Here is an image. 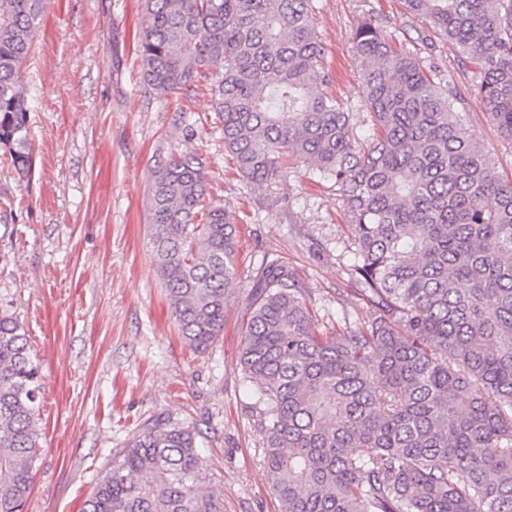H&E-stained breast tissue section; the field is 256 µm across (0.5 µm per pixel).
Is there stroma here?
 I'll list each match as a JSON object with an SVG mask.
<instances>
[{
  "label": "stroma",
  "instance_id": "stroma-1",
  "mask_svg": "<svg viewBox=\"0 0 512 512\" xmlns=\"http://www.w3.org/2000/svg\"><path fill=\"white\" fill-rule=\"evenodd\" d=\"M145 0H49L22 68L35 167L0 164V311L20 320L41 365L40 453L23 512H81L113 453L153 418L196 428L224 512H279L239 364L263 256L287 260L320 325L369 314L351 279L354 226L335 189L292 161L255 198L224 149L206 83L167 96L145 89L138 45ZM329 91L372 130L353 35L371 20L395 46L434 62L467 99V124L512 177V143L487 121L452 45L405 0H315ZM205 164L212 201L239 230L240 281L206 352L174 323L152 252L150 178L174 153Z\"/></svg>",
  "mask_w": 512,
  "mask_h": 512
}]
</instances>
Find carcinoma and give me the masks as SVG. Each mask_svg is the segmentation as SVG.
Returning <instances> with one entry per match:
<instances>
[{"mask_svg":"<svg viewBox=\"0 0 512 512\" xmlns=\"http://www.w3.org/2000/svg\"><path fill=\"white\" fill-rule=\"evenodd\" d=\"M474 68L512 142V0H406ZM47 0H0V145L33 169L20 81ZM143 81L209 85L224 149L262 194L291 156L336 188L356 233L350 271L373 314L319 329L288 263L265 257L240 366L280 512H512V178L467 127L465 97L372 22L354 48L375 133L327 92L314 0H145ZM152 250L171 316L206 352L237 287V225L202 159L153 171ZM41 368L0 314V512H21L38 455ZM83 512H224L188 426L147 421L112 454Z\"/></svg>","mask_w":512,"mask_h":512,"instance_id":"obj_1","label":"carcinoma"}]
</instances>
